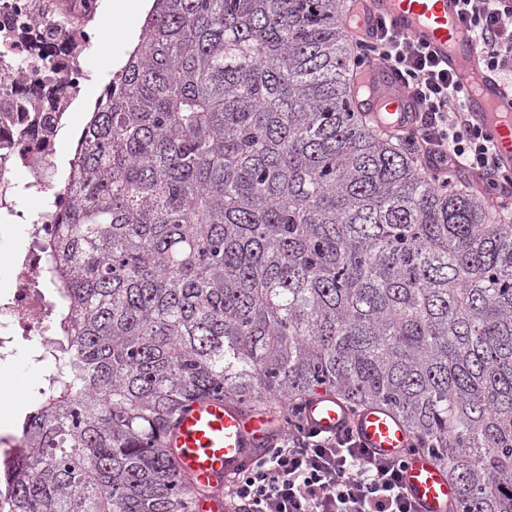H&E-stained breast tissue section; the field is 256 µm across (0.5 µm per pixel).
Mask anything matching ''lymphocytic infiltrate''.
Segmentation results:
<instances>
[{
  "label": "lymphocytic infiltrate",
  "instance_id": "f902f5d3",
  "mask_svg": "<svg viewBox=\"0 0 512 512\" xmlns=\"http://www.w3.org/2000/svg\"><path fill=\"white\" fill-rule=\"evenodd\" d=\"M461 19L474 32L485 66L512 80V0H461ZM359 63L392 71L417 105L397 135L417 164L446 184L468 172L499 199H512V169L465 108L466 89L425 46L394 31L384 19L355 44ZM402 457L381 459L361 446L352 425L324 434L304 415L286 420L274 448L224 488L234 512H414L402 487Z\"/></svg>",
  "mask_w": 512,
  "mask_h": 512
}]
</instances>
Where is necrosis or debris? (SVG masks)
<instances>
[{"mask_svg":"<svg viewBox=\"0 0 512 512\" xmlns=\"http://www.w3.org/2000/svg\"><path fill=\"white\" fill-rule=\"evenodd\" d=\"M101 10L102 0H0V241L24 237L0 281V368L27 342L42 383L56 366L45 245L67 203L53 185V158L70 106L90 78L86 54ZM24 191L45 195L43 206L19 209Z\"/></svg>","mask_w":512,"mask_h":512,"instance_id":"1","label":"necrosis or debris"}]
</instances>
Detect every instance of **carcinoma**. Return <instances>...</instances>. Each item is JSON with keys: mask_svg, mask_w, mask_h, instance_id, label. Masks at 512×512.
<instances>
[{"mask_svg": "<svg viewBox=\"0 0 512 512\" xmlns=\"http://www.w3.org/2000/svg\"><path fill=\"white\" fill-rule=\"evenodd\" d=\"M344 0H153L48 244L61 374L11 512H194L167 432L212 398L382 405L457 512H512V224L350 103Z\"/></svg>", "mask_w": 512, "mask_h": 512, "instance_id": "cac0c4a2", "label": "carcinoma"}]
</instances>
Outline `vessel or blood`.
Listing matches in <instances>:
<instances>
[{"label": "vessel or blood", "mask_w": 512, "mask_h": 512, "mask_svg": "<svg viewBox=\"0 0 512 512\" xmlns=\"http://www.w3.org/2000/svg\"><path fill=\"white\" fill-rule=\"evenodd\" d=\"M377 17L428 47L460 80L473 71L479 74L480 87L468 89V109L496 145L502 163L512 167V90L484 68L477 41L461 19L459 0H351L346 20L349 28L363 35ZM351 97L358 111L384 129L398 128L411 116L410 99L392 72L377 62L356 75ZM304 414L323 433L354 421L361 444L378 456L403 455L413 439L394 413L368 407L353 418L342 401L322 392L309 397ZM277 436L271 415L246 411L232 401L201 400L182 411L168 445L181 468L210 490L208 497L197 501L195 512H224V483L263 458ZM403 484L416 512H450L454 492L446 471L431 455L409 457Z\"/></svg>", "instance_id": "vessel-or-blood-1"}]
</instances>
